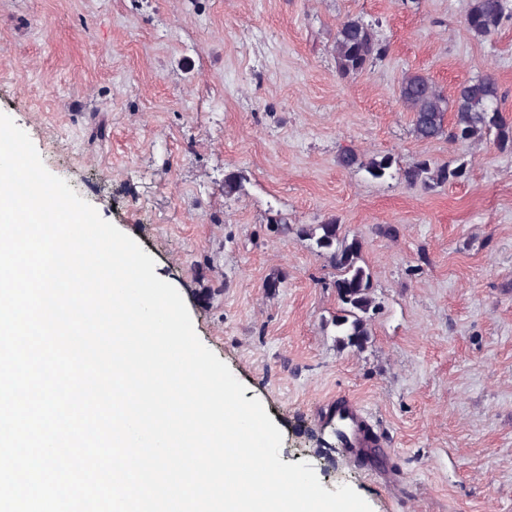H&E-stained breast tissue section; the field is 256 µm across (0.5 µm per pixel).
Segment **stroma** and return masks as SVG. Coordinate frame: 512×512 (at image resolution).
Instances as JSON below:
<instances>
[{
	"label": "stroma",
	"instance_id": "obj_1",
	"mask_svg": "<svg viewBox=\"0 0 512 512\" xmlns=\"http://www.w3.org/2000/svg\"><path fill=\"white\" fill-rule=\"evenodd\" d=\"M469 3L0 0V112L153 257L281 430V460L372 512H512V152L418 140L398 91L406 72L448 95L490 74L512 119V21L475 39ZM348 16L388 47L353 81L332 52ZM347 147L468 174L373 180L338 164ZM276 214L362 239L378 304L366 350L337 346L336 271L272 232ZM339 395L364 405L377 446L356 455L324 429ZM397 170L398 175L407 185H419L424 189H432L464 178L467 174V165L460 163L454 167L435 166L429 159H420L404 169Z\"/></svg>",
	"mask_w": 512,
	"mask_h": 512
}]
</instances>
